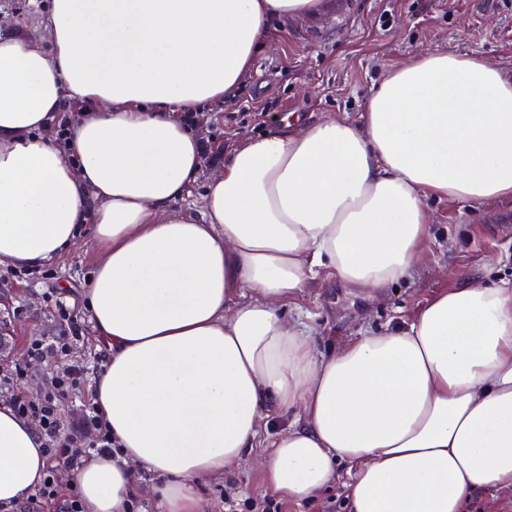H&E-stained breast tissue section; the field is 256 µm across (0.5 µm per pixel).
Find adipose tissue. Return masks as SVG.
Wrapping results in <instances>:
<instances>
[{
	"instance_id": "adipose-tissue-1",
	"label": "adipose tissue",
	"mask_w": 512,
	"mask_h": 512,
	"mask_svg": "<svg viewBox=\"0 0 512 512\" xmlns=\"http://www.w3.org/2000/svg\"><path fill=\"white\" fill-rule=\"evenodd\" d=\"M319 6L51 0L44 35L0 32V266L41 268L87 235L102 253L80 301L116 452L74 469L83 512H127L141 471L159 512H205L201 483L262 444L269 488L297 504L341 463L352 512H464L512 488V284L461 282L326 354L284 313L324 274L404 279L427 199L512 198V70L414 56L359 121L278 125L202 174L184 113L233 95L271 19ZM273 412L292 421L265 441ZM43 448L0 405V506L41 486Z\"/></svg>"
}]
</instances>
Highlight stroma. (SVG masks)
<instances>
[{"mask_svg": "<svg viewBox=\"0 0 512 512\" xmlns=\"http://www.w3.org/2000/svg\"><path fill=\"white\" fill-rule=\"evenodd\" d=\"M49 0H0V30L43 27ZM269 45L256 57L234 99L196 119L204 174L221 168L243 140L258 137L290 114L308 122L327 114L359 120L370 87L410 56L434 51L471 53L512 67V0H351L350 14L331 34L307 29L304 19L276 20ZM431 236L403 281L384 290L352 293L334 278L308 281L286 306L300 318L321 352L350 338L413 321L434 295L469 279H512V200L479 204L432 199ZM101 258L86 241L37 271L0 267V403L9 389L44 393L56 374L72 365L93 369L104 355L80 305V292ZM64 301L82 333L66 352L35 360L34 336H53L65 327L57 301ZM25 369L17 379V369ZM268 451L255 448L223 477L201 484L207 512H239L268 500L279 512H348L346 471L320 498L301 505L287 501L265 482Z\"/></svg>", "mask_w": 512, "mask_h": 512, "instance_id": "obj_1", "label": "stroma"}]
</instances>
